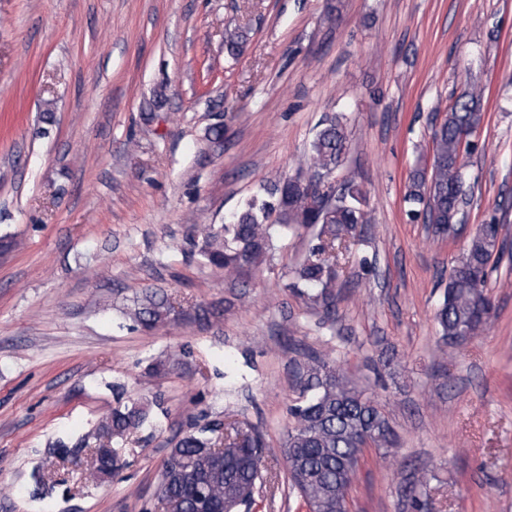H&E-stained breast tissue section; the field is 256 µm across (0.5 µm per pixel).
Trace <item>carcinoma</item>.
<instances>
[{"instance_id": "1", "label": "carcinoma", "mask_w": 512, "mask_h": 512, "mask_svg": "<svg viewBox=\"0 0 512 512\" xmlns=\"http://www.w3.org/2000/svg\"><path fill=\"white\" fill-rule=\"evenodd\" d=\"M481 92L466 87L457 95L444 120L433 130V168L409 175L406 200L443 233L461 223L470 187L463 169L462 137L480 126ZM348 150L346 117L329 113L310 143L309 170L328 177L342 165ZM299 175L265 185L224 222L200 229L192 240L206 263L237 278L257 271L277 237L318 228L317 244L293 271L294 291L308 297L325 318L336 312V247L366 222V197L351 177L323 193L301 186ZM505 252L498 224H483L468 242L465 255L448 275L436 319L441 340L448 344L474 336L491 316L493 305L484 292L492 257ZM131 320L152 331L174 320L209 326L223 315L218 306L176 309L161 290L148 289L134 300ZM295 364V393L288 407L290 425L278 448L268 446L255 427L238 421L214 420L172 442L155 489L160 512H246L271 464L283 461L287 489L313 512H348L349 491L368 448H392L395 433L383 407L353 385L326 356L304 351ZM116 406L95 429L94 476L112 479L127 465L118 445L152 425L153 411L165 414L161 396L123 400V387L112 386ZM431 476L422 473L406 489L412 512H429Z\"/></svg>"}]
</instances>
